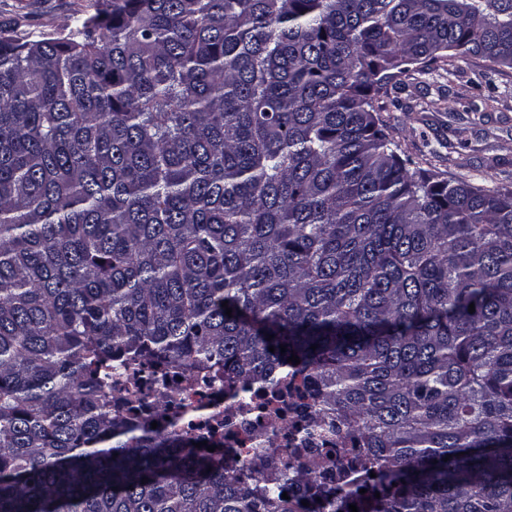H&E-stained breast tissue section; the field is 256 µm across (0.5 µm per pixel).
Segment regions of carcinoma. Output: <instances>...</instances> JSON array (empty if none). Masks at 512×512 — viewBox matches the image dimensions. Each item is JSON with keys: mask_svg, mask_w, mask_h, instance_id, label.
<instances>
[{"mask_svg": "<svg viewBox=\"0 0 512 512\" xmlns=\"http://www.w3.org/2000/svg\"><path fill=\"white\" fill-rule=\"evenodd\" d=\"M466 56L512 68V0L0 26V512H301L319 471L364 512H512V190L410 169L375 106ZM151 357L288 392L298 447L248 489L114 411Z\"/></svg>", "mask_w": 512, "mask_h": 512, "instance_id": "obj_1", "label": "carcinoma"}]
</instances>
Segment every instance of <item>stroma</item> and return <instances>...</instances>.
I'll return each mask as SVG.
<instances>
[{"label":"stroma","instance_id":"stroma-1","mask_svg":"<svg viewBox=\"0 0 512 512\" xmlns=\"http://www.w3.org/2000/svg\"><path fill=\"white\" fill-rule=\"evenodd\" d=\"M95 7L96 0H0V26L59 35ZM377 105L414 167L512 189V68L470 56L448 71L439 65L413 69L396 74Z\"/></svg>","mask_w":512,"mask_h":512}]
</instances>
